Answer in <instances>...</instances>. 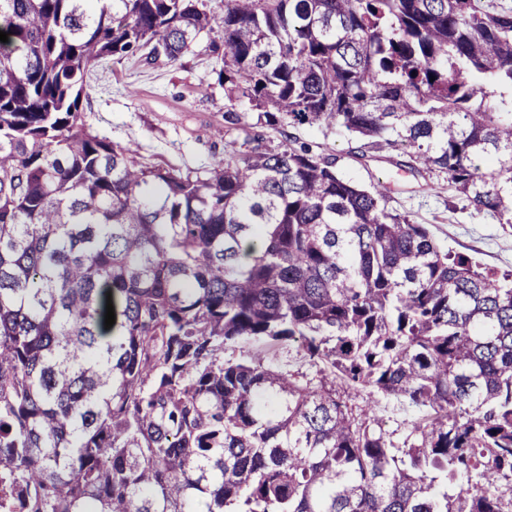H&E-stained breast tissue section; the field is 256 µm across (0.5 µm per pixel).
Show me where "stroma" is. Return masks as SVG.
<instances>
[{"instance_id": "1", "label": "stroma", "mask_w": 512, "mask_h": 512, "mask_svg": "<svg viewBox=\"0 0 512 512\" xmlns=\"http://www.w3.org/2000/svg\"><path fill=\"white\" fill-rule=\"evenodd\" d=\"M202 3L216 18L213 31L174 62L147 64L132 57L102 61L91 71L84 103L94 135L115 145H133L140 161L183 173L208 169L243 140L224 127V88L216 75L222 63L210 50L223 37L224 0ZM238 110L265 145L275 147L293 136L338 155L344 176L365 185L382 182L389 208L426 225L442 247L497 273L512 272V224L477 213L452 194L444 177L408 167L403 152H378L360 164L349 156L356 142L345 132L284 122L270 126L259 122L257 110L246 101ZM353 400L372 406L383 428L398 438L415 417L412 408L364 390Z\"/></svg>"}]
</instances>
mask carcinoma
Returning <instances> with one entry per match:
<instances>
[{
	"label": "carcinoma",
	"instance_id": "1",
	"mask_svg": "<svg viewBox=\"0 0 512 512\" xmlns=\"http://www.w3.org/2000/svg\"><path fill=\"white\" fill-rule=\"evenodd\" d=\"M214 22L0 0V512H512L509 276L237 111L403 149L512 224V9L224 0L248 148L183 174L91 133L96 64L175 62ZM293 345L318 383L275 367ZM358 389L416 409L402 442Z\"/></svg>",
	"mask_w": 512,
	"mask_h": 512
}]
</instances>
